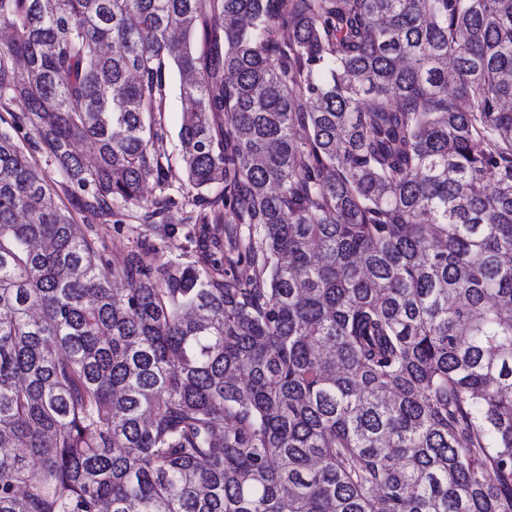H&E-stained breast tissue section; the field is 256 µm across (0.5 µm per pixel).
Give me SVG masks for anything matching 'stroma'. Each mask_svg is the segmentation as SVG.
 Here are the masks:
<instances>
[{
    "mask_svg": "<svg viewBox=\"0 0 512 512\" xmlns=\"http://www.w3.org/2000/svg\"><path fill=\"white\" fill-rule=\"evenodd\" d=\"M180 122V103L175 90L171 89L167 92L162 114L169 149L168 157L163 161L168 179L162 185L151 180L144 187L146 199H168L169 205L161 221L155 224L143 221L142 211L136 207L131 208L129 217L120 224L109 216L75 214L74 222L81 233L90 238L96 249L108 259L126 260L130 253L146 245L156 248V262L178 257L182 261L197 264L213 247H227L230 237L234 235L235 225L213 224L202 231L192 219L189 199L195 196L196 191L187 181L183 163L175 149Z\"/></svg>",
    "mask_w": 512,
    "mask_h": 512,
    "instance_id": "35a3bbf8",
    "label": "stroma"
}]
</instances>
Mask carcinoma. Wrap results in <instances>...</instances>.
I'll use <instances>...</instances> for the list:
<instances>
[{"label":"carcinoma","instance_id":"1","mask_svg":"<svg viewBox=\"0 0 512 512\" xmlns=\"http://www.w3.org/2000/svg\"><path fill=\"white\" fill-rule=\"evenodd\" d=\"M0 25V512H512V0ZM172 68L195 221L239 225L204 272L72 216L166 182Z\"/></svg>","mask_w":512,"mask_h":512}]
</instances>
